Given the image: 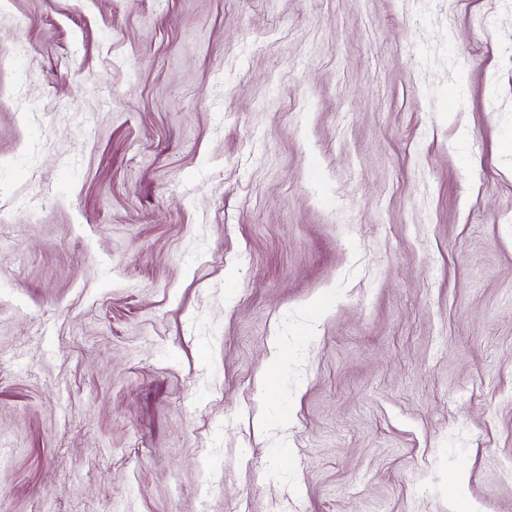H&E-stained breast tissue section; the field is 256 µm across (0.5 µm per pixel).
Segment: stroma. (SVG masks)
Listing matches in <instances>:
<instances>
[{"instance_id":"obj_1","label":"stroma","mask_w":512,"mask_h":512,"mask_svg":"<svg viewBox=\"0 0 512 512\" xmlns=\"http://www.w3.org/2000/svg\"><path fill=\"white\" fill-rule=\"evenodd\" d=\"M1 52L0 512H512V0H0Z\"/></svg>"}]
</instances>
